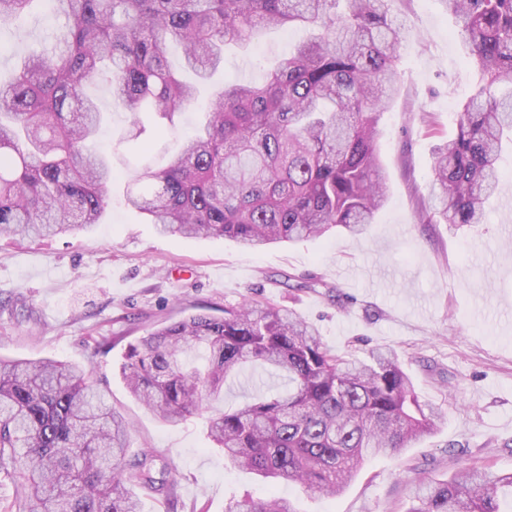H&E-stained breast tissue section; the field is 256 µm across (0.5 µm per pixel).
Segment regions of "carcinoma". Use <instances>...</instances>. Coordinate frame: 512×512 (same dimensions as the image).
<instances>
[{
	"label": "carcinoma",
	"mask_w": 512,
	"mask_h": 512,
	"mask_svg": "<svg viewBox=\"0 0 512 512\" xmlns=\"http://www.w3.org/2000/svg\"><path fill=\"white\" fill-rule=\"evenodd\" d=\"M45 0H0V26L17 25ZM393 0H51L68 19L50 48L20 58L0 83V235L56 236L91 229L110 204L108 154L88 148L103 112L85 93L98 79L139 126L149 108L168 120L194 102L166 57L205 81L224 48L260 29L302 26L260 85L214 93L202 124L167 166L142 170L125 203L171 237H222L257 250L360 235L384 199L377 124L397 92L406 23ZM484 84L457 113L456 137L432 167L433 211L422 224L483 223L512 143V0H446ZM260 367L288 390L219 408L228 378ZM131 395L163 423L204 419L233 467L338 495L363 464L436 432L398 354L365 358L323 346L314 325L271 303L246 300L224 315L198 313L128 347ZM129 423L86 370L48 359L0 358V468L20 470L14 512H140L137 488L162 498L171 485L153 456L125 460ZM512 472L463 468L419 481L405 512H501ZM224 512H297L278 495L238 499Z\"/></svg>",
	"instance_id": "1"
}]
</instances>
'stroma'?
<instances>
[{"instance_id": "35a3bbf8", "label": "stroma", "mask_w": 512, "mask_h": 512, "mask_svg": "<svg viewBox=\"0 0 512 512\" xmlns=\"http://www.w3.org/2000/svg\"><path fill=\"white\" fill-rule=\"evenodd\" d=\"M408 26L399 92L379 121L385 201L359 237L342 232L262 250L228 238H172L125 209L123 191L143 167L177 152L197 111L172 121L127 113L104 82L87 87L106 117L118 178L104 222L75 235L0 238V356L49 358L85 367L131 425L129 453L148 452L173 486L169 500L139 491L142 512H222L229 494L292 498L298 512H403L415 483L465 466L512 472V149L503 148L499 189L483 223L423 224L432 165L455 137V114L481 86L445 0H394ZM65 18L36 14L0 28L17 54L49 47ZM300 28L267 30L248 49H230L200 97L230 84L261 83L273 60L305 40ZM312 280L309 288L298 287ZM293 310L325 347L366 357L395 350L423 402L440 407L434 434L398 454L367 461L342 493L322 497L294 483L268 484L225 466L201 419L168 425L129 393L126 349L162 323L222 314L244 298ZM110 350H100L103 341Z\"/></svg>"}]
</instances>
